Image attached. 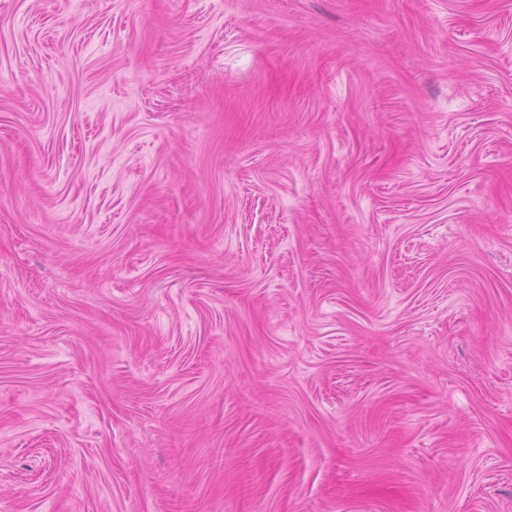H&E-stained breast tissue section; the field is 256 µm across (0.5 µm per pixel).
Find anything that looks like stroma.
Instances as JSON below:
<instances>
[{"label":"stroma","instance_id":"1","mask_svg":"<svg viewBox=\"0 0 512 512\" xmlns=\"http://www.w3.org/2000/svg\"><path fill=\"white\" fill-rule=\"evenodd\" d=\"M0 512H512V0H0Z\"/></svg>","mask_w":512,"mask_h":512}]
</instances>
